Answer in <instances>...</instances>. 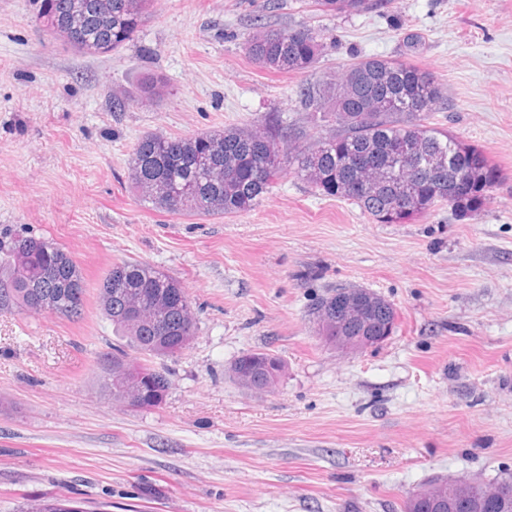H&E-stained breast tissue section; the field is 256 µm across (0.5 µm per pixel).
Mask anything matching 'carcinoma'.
<instances>
[{"instance_id":"carcinoma-1","label":"carcinoma","mask_w":512,"mask_h":512,"mask_svg":"<svg viewBox=\"0 0 512 512\" xmlns=\"http://www.w3.org/2000/svg\"><path fill=\"white\" fill-rule=\"evenodd\" d=\"M152 0H41L38 18L47 30L82 55L120 51L150 16ZM391 0H316L326 12L358 14L380 11ZM245 50L269 71L305 74L313 70L325 46L312 30L260 27ZM167 90L164 78L148 75L141 98L158 101ZM307 123L322 136L307 147L291 143L306 135L302 127L284 128L272 117L264 128L229 126L188 137L150 132L138 138L127 162L128 180L150 209L174 215L232 216L261 204L284 171L293 167L311 186L357 204L381 224L422 216L448 206L462 219L482 211L499 170L483 152L428 123L443 99V88L428 71L399 58L369 56L343 70L334 82L301 85ZM265 140L271 151L252 153ZM465 177L470 190L456 183ZM86 285L73 258L53 241L32 235L11 237L0 247V312H29L35 299L52 304L50 312L69 319L82 315ZM177 294L182 303L158 310L146 304L129 314V299ZM99 305L126 346L143 356L132 363L118 349L104 376L112 401L134 405L136 392L125 385L126 368L156 371L154 390L167 393L169 379L151 365L153 359L188 348L196 321L182 283L164 269L141 261H123L99 288ZM466 493L489 505L503 490L512 492V476L489 484L464 482ZM19 512H82L70 499L25 503Z\"/></svg>"}]
</instances>
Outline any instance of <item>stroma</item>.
<instances>
[{
    "instance_id": "obj_1",
    "label": "stroma",
    "mask_w": 512,
    "mask_h": 512,
    "mask_svg": "<svg viewBox=\"0 0 512 512\" xmlns=\"http://www.w3.org/2000/svg\"><path fill=\"white\" fill-rule=\"evenodd\" d=\"M39 0H0V237L53 240L87 288L80 319L0 314V512L65 497L84 512H403L437 477L512 475V0H392L334 14L314 0H155L123 50L72 52L36 24ZM306 27L310 76L247 56L255 27ZM415 62L446 100L432 126L500 171L474 219L440 206L380 224L285 171L234 216L151 210L128 182L136 139L185 137L269 116L301 126L304 79L364 56ZM167 94L140 99L143 73ZM127 100L120 112L113 97ZM146 261L185 286L197 330L163 360L161 406L113 404L102 357L122 341L98 304L112 265ZM367 288L397 312L380 345L342 353L310 308ZM264 350L269 391L230 366Z\"/></svg>"
}]
</instances>
